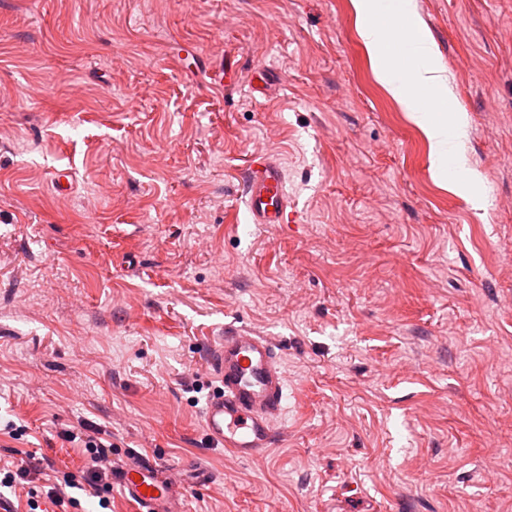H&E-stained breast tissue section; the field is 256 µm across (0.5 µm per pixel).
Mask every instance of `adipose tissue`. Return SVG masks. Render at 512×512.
<instances>
[{"label": "adipose tissue", "instance_id": "obj_1", "mask_svg": "<svg viewBox=\"0 0 512 512\" xmlns=\"http://www.w3.org/2000/svg\"><path fill=\"white\" fill-rule=\"evenodd\" d=\"M359 33L378 61L377 76L425 133L439 177L464 169L467 122L447 110L453 90L413 0H353Z\"/></svg>", "mask_w": 512, "mask_h": 512}]
</instances>
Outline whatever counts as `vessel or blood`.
<instances>
[{
    "label": "vessel or blood",
    "instance_id": "vessel-or-blood-1",
    "mask_svg": "<svg viewBox=\"0 0 512 512\" xmlns=\"http://www.w3.org/2000/svg\"><path fill=\"white\" fill-rule=\"evenodd\" d=\"M245 189L255 223H285L289 200L277 162L253 155ZM213 366L220 390L207 399L202 413L208 439L238 459L261 458L275 442V423L285 399L286 374L277 345L269 337L228 324ZM112 486L142 512H187L183 488L149 457L138 454L116 465Z\"/></svg>",
    "mask_w": 512,
    "mask_h": 512
}]
</instances>
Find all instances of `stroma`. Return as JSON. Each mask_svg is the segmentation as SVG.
I'll list each match as a JSON object with an SVG mask.
<instances>
[{"mask_svg":"<svg viewBox=\"0 0 512 512\" xmlns=\"http://www.w3.org/2000/svg\"><path fill=\"white\" fill-rule=\"evenodd\" d=\"M413 2L471 190L435 177L351 0H0V466L80 482L63 506L0 490L14 512H138L82 484L59 432L84 425L189 512H512V0ZM257 153L293 223H253ZM229 322L287 377L254 461L202 428Z\"/></svg>","mask_w":512,"mask_h":512,"instance_id":"obj_1","label":"stroma"}]
</instances>
